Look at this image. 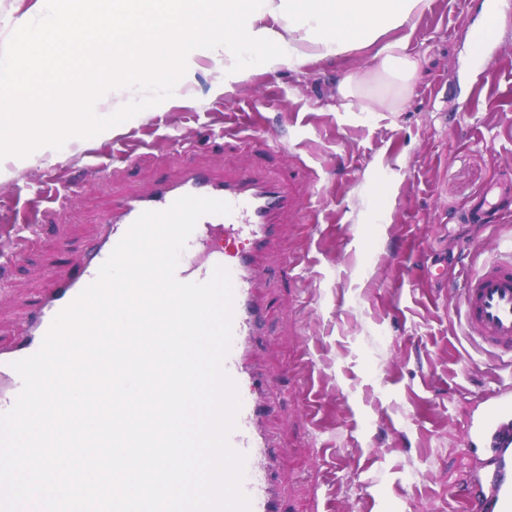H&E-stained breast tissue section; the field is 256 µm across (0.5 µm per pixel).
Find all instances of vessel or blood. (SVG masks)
<instances>
[{
  "label": "vessel or blood",
  "instance_id": "1",
  "mask_svg": "<svg viewBox=\"0 0 512 512\" xmlns=\"http://www.w3.org/2000/svg\"><path fill=\"white\" fill-rule=\"evenodd\" d=\"M185 195L207 196L230 203L228 215L202 217L196 228L199 244L221 235L243 238L245 249L212 256L205 264L180 268L182 282L207 280L215 266L231 273L234 286L233 341L224 361L226 372L236 381L242 400L231 445L246 454L252 475L243 487L251 499V512H282L275 463L278 450L263 427L267 408L261 392L266 379L250 362L252 344L264 333L267 309L260 297L257 271L259 258L268 251L276 235L277 218L284 209L295 208L287 197L280 177L253 169L218 179L203 168L185 169L173 182L157 183L149 192L125 197L105 220L104 232L83 263L69 276L46 289L43 299L31 311L27 337L13 351L0 353V412L9 410L22 388L12 367L14 361L39 350L52 324L109 258L131 225L146 211H162ZM460 307L466 326L480 342L498 354L512 353V258L483 263L469 271L459 290ZM472 432L493 454L497 475L472 505L474 512H512V392L488 395L487 405Z\"/></svg>",
  "mask_w": 512,
  "mask_h": 512
}]
</instances>
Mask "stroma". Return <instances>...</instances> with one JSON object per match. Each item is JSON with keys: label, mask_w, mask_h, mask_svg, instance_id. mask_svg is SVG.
Here are the masks:
<instances>
[{"label": "stroma", "mask_w": 512, "mask_h": 512, "mask_svg": "<svg viewBox=\"0 0 512 512\" xmlns=\"http://www.w3.org/2000/svg\"><path fill=\"white\" fill-rule=\"evenodd\" d=\"M488 11L499 25L479 55ZM410 49L420 70L398 112L342 110L336 82L371 68L363 51L257 69L226 94L205 56L170 93L91 89L101 117L119 118L101 136L46 146L34 126L11 129L0 216L37 231L4 242L17 257L0 263V351L124 196L182 163L280 174L307 206L261 260L270 312L253 359L285 512H465L462 477H491L471 425L484 394L512 387V364L477 346L441 282L458 279L461 253L478 265L512 245L511 196L496 223L470 216L512 171V0H431Z\"/></svg>", "instance_id": "35a3bbf8"}]
</instances>
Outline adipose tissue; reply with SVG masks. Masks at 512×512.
Instances as JSON below:
<instances>
[{"instance_id": "adipose-tissue-1", "label": "adipose tissue", "mask_w": 512, "mask_h": 512, "mask_svg": "<svg viewBox=\"0 0 512 512\" xmlns=\"http://www.w3.org/2000/svg\"><path fill=\"white\" fill-rule=\"evenodd\" d=\"M46 20L27 35L23 54L0 56V85L11 86L15 111L0 113V128L35 123L46 143L73 129L101 134L89 91L138 79L177 84L197 52H214L215 27L226 26L224 86L251 66L268 71L373 51V70L340 80L344 111H401L419 73L410 36L430 0H40ZM112 58V67L88 69L86 50ZM175 62L174 72L161 69Z\"/></svg>"}]
</instances>
